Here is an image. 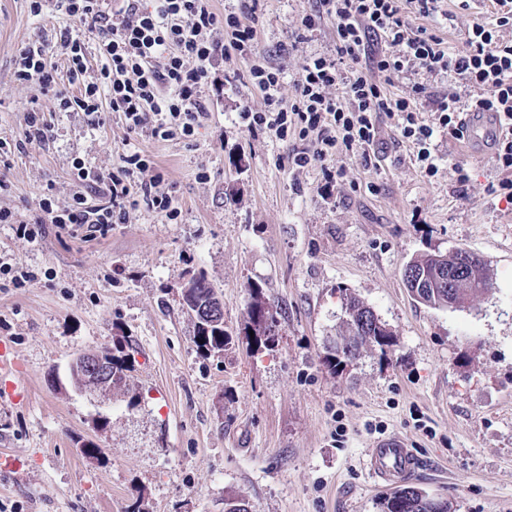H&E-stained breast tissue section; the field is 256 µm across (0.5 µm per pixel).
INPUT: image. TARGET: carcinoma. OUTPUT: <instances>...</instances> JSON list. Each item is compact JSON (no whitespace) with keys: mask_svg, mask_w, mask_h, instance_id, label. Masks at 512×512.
Listing matches in <instances>:
<instances>
[{"mask_svg":"<svg viewBox=\"0 0 512 512\" xmlns=\"http://www.w3.org/2000/svg\"><path fill=\"white\" fill-rule=\"evenodd\" d=\"M458 253L442 254L429 253L412 259L405 267V271H418L431 274L437 266L456 264ZM193 283L191 288L197 304L207 305L214 296L215 285L203 273L194 274L189 278ZM411 295L425 306L440 309L448 307V289L433 284ZM346 320L344 321V334L340 341L333 342L327 347V365L336 368L341 365L339 356H356L364 347H379L384 350L394 344L393 333L381 322L373 309L358 297L348 294L345 298ZM248 324L254 332L256 343L269 347L275 340L277 319L276 313L260 296L259 289L251 293V301L247 306ZM193 342L199 353L206 357L212 353H219L232 345V339L227 331L220 327L211 328L209 334L204 335L200 330L193 331ZM136 350L132 340L127 336L116 339L110 355L112 356V371L116 376L115 382L127 386L131 393L128 405L134 406L139 402L137 390L130 386L132 362L127 352ZM381 512H449L448 503L432 498L418 489L410 486H400L387 493L380 501Z\"/></svg>","mask_w":512,"mask_h":512,"instance_id":"cac0c4a2","label":"carcinoma"}]
</instances>
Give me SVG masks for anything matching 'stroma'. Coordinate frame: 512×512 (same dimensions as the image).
I'll use <instances>...</instances> for the list:
<instances>
[{
  "instance_id": "1",
  "label": "stroma",
  "mask_w": 512,
  "mask_h": 512,
  "mask_svg": "<svg viewBox=\"0 0 512 512\" xmlns=\"http://www.w3.org/2000/svg\"><path fill=\"white\" fill-rule=\"evenodd\" d=\"M310 0H260L258 44L296 72L301 57L332 56L323 22L297 28ZM438 33L461 48L475 12L446 0ZM69 18L29 0H0V138H20L24 110L51 113L53 138L0 166L10 184L0 208L36 212L45 185L69 202L72 163L118 166L127 145L150 154L180 210L170 221L139 206L105 234L46 225L39 241L0 224V259L38 272L16 288L0 276V342L10 348L29 397L0 389V512H224L243 497L251 512H380L383 495L361 467L376 438L397 433L419 458L409 485L445 500L450 512H512V207L490 195L497 173L465 140L437 135L436 176H421L409 148L382 124L380 165L335 157L337 186L319 170L293 177L286 142L249 133L242 103L261 94L225 86L194 141L143 140L107 112L99 128L81 112H56L37 81L15 80L22 47L55 43ZM424 84L432 95L470 88L414 69L395 93ZM469 176L454 190L456 168ZM208 170L210 178L197 174ZM467 248L487 261L490 291L468 308L426 307L402 272L411 258ZM204 273L224 294L233 344L202 357L180 305L183 283ZM276 310L274 347L245 334L251 287ZM366 302L395 343L370 348L347 367L325 362L344 317V294ZM135 340L133 381L142 398L92 397L69 363L85 349ZM95 445L96 456L85 455Z\"/></svg>"
}]
</instances>
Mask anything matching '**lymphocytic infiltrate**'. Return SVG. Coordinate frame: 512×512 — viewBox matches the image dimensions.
<instances>
[{"label": "lymphocytic infiltrate", "mask_w": 512, "mask_h": 512, "mask_svg": "<svg viewBox=\"0 0 512 512\" xmlns=\"http://www.w3.org/2000/svg\"><path fill=\"white\" fill-rule=\"evenodd\" d=\"M60 0L73 20L60 32L70 84L77 94L55 92L57 66L48 45L30 44L18 56L19 82L39 79L43 91L54 92L61 112L88 116L102 110L118 113L128 132L161 140L192 142L207 119L212 92H223L218 72L231 59L248 61V83L259 90L261 108L243 105L240 123L288 142V168L300 173L320 167L326 186L340 172L332 168L339 155L377 166L375 143L380 125L392 122L402 143L413 151L425 176H435L439 157L434 141L440 132L460 140L471 110L497 113L503 136L492 149L491 163L499 174L490 191L512 204V0H496L495 15L472 22L461 49H450L435 27L410 28L406 17L416 13L442 16V0H312L300 22L301 32L331 20L336 27V55L301 60L295 94L283 96L286 72L257 52L259 16L255 0H242L238 10L217 14L210 0ZM97 32L94 49H87L82 30ZM99 58L97 76H90L91 58ZM418 68L446 76L472 88L469 99L446 92L434 99L431 117L419 102L426 87L414 84L408 94L391 97L387 84ZM342 94H335V87ZM52 122L43 109L29 107L21 139H0V158L23 152L28 144L49 142ZM155 163L139 147L127 148L119 166L104 173L84 163L73 166L76 190L71 204L58 206L52 191H44L39 211L26 218L0 208V224L13 225L16 236L37 241L45 225L86 224L104 229L123 224L131 208L146 205L166 219L179 214L174 199L154 172Z\"/></svg>", "instance_id": "lymphocytic-infiltrate-1"}]
</instances>
